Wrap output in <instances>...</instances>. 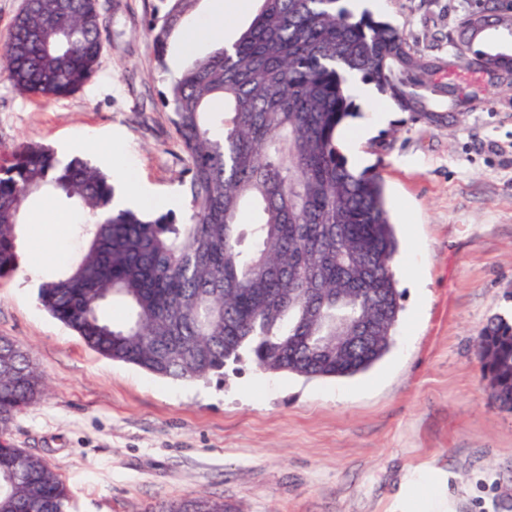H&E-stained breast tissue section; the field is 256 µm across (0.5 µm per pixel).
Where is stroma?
<instances>
[{
  "mask_svg": "<svg viewBox=\"0 0 512 512\" xmlns=\"http://www.w3.org/2000/svg\"><path fill=\"white\" fill-rule=\"evenodd\" d=\"M158 0H98L110 20L97 72L46 102L0 76V156L29 142L117 166L141 208L183 214V164L161 94L179 75V37L159 72L146 37ZM486 0H376L432 56ZM350 165L379 174L395 222L399 320L388 353L350 377L274 374L250 359L223 376L174 382L104 358L39 305V280L81 243L62 200L28 201L19 271L0 281V337L26 349L48 381L5 436L61 475L68 512H147L200 493L233 512H512V410L490 397L477 339L512 317V89L488 88L463 114L392 111L356 141Z\"/></svg>",
  "mask_w": 512,
  "mask_h": 512,
  "instance_id": "stroma-1",
  "label": "stroma"
}]
</instances>
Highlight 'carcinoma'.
<instances>
[{"instance_id": "carcinoma-1", "label": "carcinoma", "mask_w": 512, "mask_h": 512, "mask_svg": "<svg viewBox=\"0 0 512 512\" xmlns=\"http://www.w3.org/2000/svg\"><path fill=\"white\" fill-rule=\"evenodd\" d=\"M147 20L158 69L198 0H160ZM344 0H254L236 36L190 55L163 103L183 153L190 212L146 215L113 206L110 177L80 157L27 144L0 160V279L20 267L17 226L27 202L53 193L83 219L79 253L38 288L40 305L98 354L175 380L224 373L248 356L308 378L351 376L388 351L400 307L398 251L376 174L350 167L339 131L357 107L351 81L376 86L401 112L462 107L455 66L512 88L499 55L472 49L469 16L448 61L420 52L402 29L355 15ZM104 24L97 0H24L0 72L21 93L55 99L95 74ZM260 220L238 222L243 208ZM127 310L107 320L106 302ZM479 358L493 398L512 409V323L491 319ZM45 381L28 352L0 337V434ZM67 489L41 455L0 443V512H66ZM158 512H232L196 496Z\"/></svg>"}]
</instances>
